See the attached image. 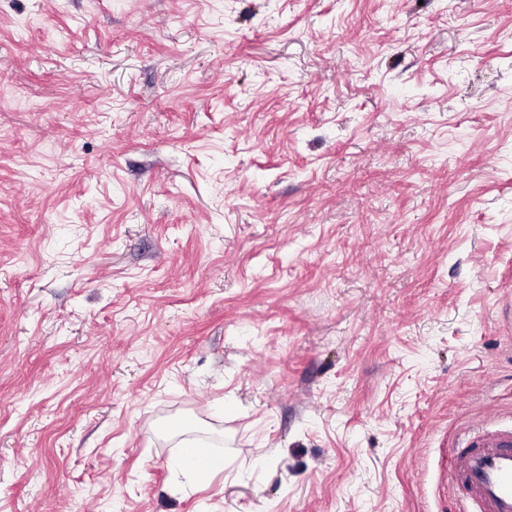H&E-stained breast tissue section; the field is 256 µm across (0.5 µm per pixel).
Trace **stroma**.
<instances>
[{"instance_id":"stroma-1","label":"stroma","mask_w":512,"mask_h":512,"mask_svg":"<svg viewBox=\"0 0 512 512\" xmlns=\"http://www.w3.org/2000/svg\"><path fill=\"white\" fill-rule=\"evenodd\" d=\"M511 428L512 0H0V512H457ZM189 446L190 452L194 458L208 460L207 466L195 465L192 460L184 453H180L170 464L171 470L181 472L185 478H196L212 472L223 471V457L212 454L206 446L197 443H190L183 447Z\"/></svg>"}]
</instances>
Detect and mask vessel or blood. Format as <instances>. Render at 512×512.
Instances as JSON below:
<instances>
[{
	"instance_id": "vessel-or-blood-1",
	"label": "vessel or blood",
	"mask_w": 512,
	"mask_h": 512,
	"mask_svg": "<svg viewBox=\"0 0 512 512\" xmlns=\"http://www.w3.org/2000/svg\"><path fill=\"white\" fill-rule=\"evenodd\" d=\"M461 501L476 512H512V430L473 433L449 469Z\"/></svg>"
}]
</instances>
